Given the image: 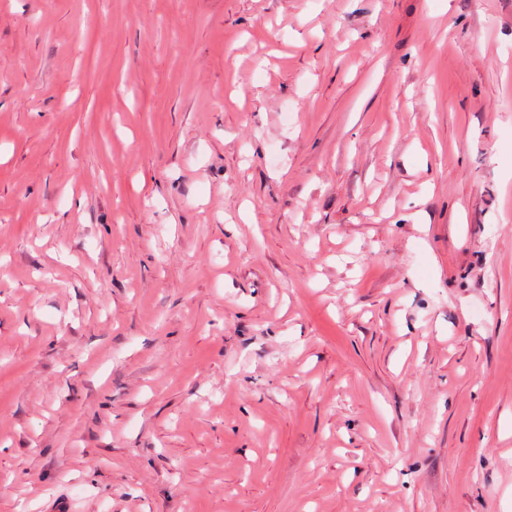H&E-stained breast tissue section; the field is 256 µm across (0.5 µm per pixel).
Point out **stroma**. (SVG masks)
<instances>
[{"instance_id": "obj_1", "label": "stroma", "mask_w": 512, "mask_h": 512, "mask_svg": "<svg viewBox=\"0 0 512 512\" xmlns=\"http://www.w3.org/2000/svg\"><path fill=\"white\" fill-rule=\"evenodd\" d=\"M0 512H512V0H0Z\"/></svg>"}]
</instances>
